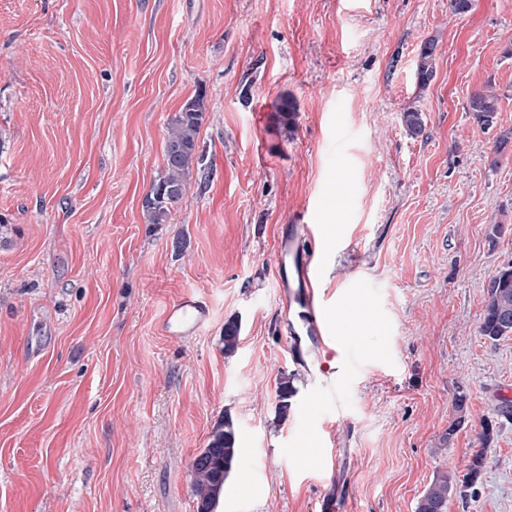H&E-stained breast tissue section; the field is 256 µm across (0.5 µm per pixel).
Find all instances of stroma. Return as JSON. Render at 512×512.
<instances>
[{"mask_svg":"<svg viewBox=\"0 0 512 512\" xmlns=\"http://www.w3.org/2000/svg\"><path fill=\"white\" fill-rule=\"evenodd\" d=\"M488 84L484 129L466 103ZM199 93L203 160L169 222L146 223L167 124ZM510 128L512 0H0V512H196L191 462L226 415L240 456L220 512H319L336 490L345 512H415L446 471L448 512H512V419L491 398L512 337L478 332L483 285L512 263ZM310 217L331 236L330 320L366 324L312 410L271 262ZM190 290L211 323L161 335ZM436 46L434 43L425 44L419 53V61L416 69L417 79L420 84L424 85L429 82L434 75V56Z\"/></svg>","mask_w":512,"mask_h":512,"instance_id":"1","label":"stroma"}]
</instances>
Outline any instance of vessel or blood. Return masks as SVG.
Returning <instances> with one entry per match:
<instances>
[{
  "instance_id": "obj_1",
  "label": "vessel or blood",
  "mask_w": 512,
  "mask_h": 512,
  "mask_svg": "<svg viewBox=\"0 0 512 512\" xmlns=\"http://www.w3.org/2000/svg\"><path fill=\"white\" fill-rule=\"evenodd\" d=\"M320 232L317 224L290 225L287 236L278 242L273 262L278 296L285 309L297 310L303 329L314 339L316 372L322 378L323 389H332L346 365L347 344L331 324L320 293L323 264L307 257L297 245L298 238ZM210 320L209 303L187 292L167 306L159 330L165 336L190 340L199 336Z\"/></svg>"
}]
</instances>
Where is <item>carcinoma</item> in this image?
<instances>
[{"label":"carcinoma","instance_id":"obj_1","mask_svg":"<svg viewBox=\"0 0 512 512\" xmlns=\"http://www.w3.org/2000/svg\"><path fill=\"white\" fill-rule=\"evenodd\" d=\"M436 46L429 42L419 53L416 69L417 79L425 85L434 75ZM468 109L484 128L491 126L499 112V95L492 85L472 93ZM204 98L197 95L185 101L168 122L164 144V166L155 179L142 203L143 214L150 224H165L172 211L187 196L188 178L193 165L199 164L197 154L198 137L205 119ZM404 128L411 136L424 132L425 116L417 109L402 112ZM485 305L479 325V334L496 341L512 334V263L493 275L484 285ZM239 342V326L231 321L224 325V354H232ZM294 388L290 377L284 375L278 382L281 402L279 413L288 411V398ZM467 396L459 394L453 402L456 418L448 426L447 436L465 420ZM239 457L237 428L229 415H224L213 428L206 448L193 459L192 494L196 501V512H218L224 483L234 472ZM453 490V477L443 472L434 477L418 501L416 512H448V497Z\"/></svg>","mask_w":512,"mask_h":512}]
</instances>
